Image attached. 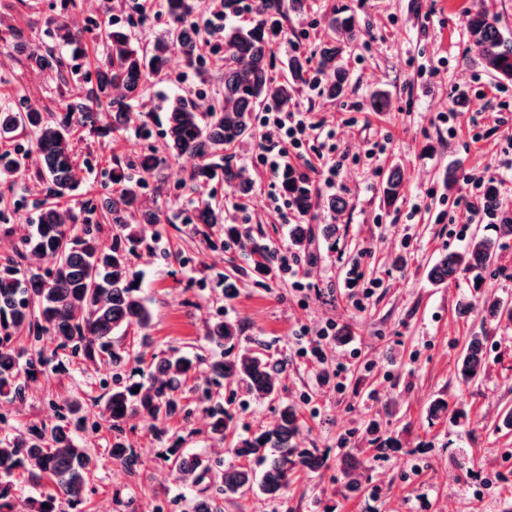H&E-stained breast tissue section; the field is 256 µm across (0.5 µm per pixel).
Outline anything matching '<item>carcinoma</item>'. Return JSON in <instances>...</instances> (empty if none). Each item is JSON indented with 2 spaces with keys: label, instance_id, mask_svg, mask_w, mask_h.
Listing matches in <instances>:
<instances>
[{
  "label": "carcinoma",
  "instance_id": "1",
  "mask_svg": "<svg viewBox=\"0 0 512 512\" xmlns=\"http://www.w3.org/2000/svg\"><path fill=\"white\" fill-rule=\"evenodd\" d=\"M169 20L167 33L147 47L128 28L109 19L96 23L100 29L104 60L96 63L91 88L76 95L63 113H52L36 105L23 112L0 107V177H11L36 168L45 184V197L35 204L37 216L32 231L21 238L22 250L14 256H0V396L23 403L29 382L44 372V340L55 350L69 351L87 365L108 364L122 370L141 355L122 342L132 327L142 332L140 346L150 343L148 331L153 315L139 296L138 281L131 256L136 254L153 227L156 215L139 209V195L145 177L158 166L155 152L141 155L136 162L112 170L117 189L101 205L87 202V211L100 212L103 223L112 226V243L99 236L100 224H76L64 197L86 182L89 164L79 163L74 152L76 132L90 128L101 135L120 132L136 124L141 113L139 101L152 78L165 68L168 55L178 50L191 64L204 31L195 24L196 0H158ZM308 0H251L250 26H224V74L221 85L206 111H199L193 99L174 97L169 104L164 133L165 151L171 156L194 160L191 181L206 187L216 180L232 185L239 198L254 192V181L243 166L232 164L227 152L256 136L255 112L267 104L287 112L295 106L297 85L310 80L311 57L293 48L288 57V77L279 81L271 74L273 44L283 36L282 19L290 12H301ZM466 35L482 50L484 67L501 81H512V40L503 36L498 22L482 9L464 13ZM329 35L314 51L317 73L324 77L323 93L330 99L344 96L349 73L341 65L346 44L356 35L355 18L334 14L327 21ZM62 43L74 54L88 55L83 33L64 19L57 22ZM26 61L38 73H54L66 79V65L54 51L38 45L28 48ZM108 113L103 128L95 126L94 112ZM22 129L30 137L29 153L14 148V133ZM405 175L391 167L379 193L382 206L393 207L402 196ZM279 189L288 205L300 215L322 206L331 214L346 208L340 196L321 199L307 178L291 165L279 179ZM198 224L222 226L230 239L239 236L235 224L224 223V204L214 194L190 201ZM512 239V212L502 211L493 233L474 235L462 251L440 255L430 266L427 277L437 287H446L467 276L480 280L491 266L502 241ZM293 250H308L310 235L303 224L293 225ZM251 255L258 272L269 274L277 261L266 244L254 245ZM463 314L478 309L491 321L512 324V303L492 296L463 297ZM241 324L222 318L205 324V341L224 349V358L211 363L213 381L244 382L258 401L280 400L275 425L237 439L231 452L239 463L224 468L217 496L195 500L193 512H222L221 500L243 496L253 488L268 499L284 497L292 475L302 469L315 471L326 463L318 451L298 450L301 432L300 408L280 399L282 364L260 351H235ZM486 358V336L474 333L465 339L457 362L458 374L467 381L481 377ZM198 359L171 354L158 360L150 382L135 379L131 369L127 380L118 381L105 394L102 416L115 435L112 458L133 470L139 457L126 443L124 426L148 416L164 422L185 410L181 391L196 370ZM138 392H133V389ZM203 411L210 433L224 439L230 430L231 414L221 403H211ZM63 423L31 425L10 438L0 440V512H61L67 504L81 512L83 495L98 466L97 454L76 443L74 430L87 426L89 413L83 401L66 402ZM252 456L266 464L262 474L240 463ZM174 469L184 484H197L210 469L200 456L177 457ZM28 473L35 479L49 480L48 489L25 502L15 494V478Z\"/></svg>",
  "mask_w": 512,
  "mask_h": 512
}]
</instances>
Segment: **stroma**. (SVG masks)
I'll list each match as a JSON object with an SVG mask.
<instances>
[{
  "label": "stroma",
  "mask_w": 512,
  "mask_h": 512,
  "mask_svg": "<svg viewBox=\"0 0 512 512\" xmlns=\"http://www.w3.org/2000/svg\"><path fill=\"white\" fill-rule=\"evenodd\" d=\"M138 0H0V77L9 80L8 106L22 109L32 102L51 112L64 111L70 95L81 91L90 76L89 58L70 59L67 84L32 72L24 46L59 50L53 30L58 18L82 28L96 43L94 22L101 17L128 26L149 45L160 37L166 17L155 8L139 11ZM307 13H289L288 38L313 52L326 34L325 17L336 11L354 16L358 33L342 63L350 75L346 94L331 100L320 88L302 85L297 111L315 130L302 149L291 151L289 163L306 173L319 194L338 195L347 203L342 216L331 218L317 209L304 218L278 190V176L260 160L278 153L276 141L258 138L234 151L246 165L255 191L240 200L232 186L216 185L215 193L234 214L246 236L276 250L279 257H297L302 282L277 271L257 272L240 247L224 241L220 227L203 241L187 222L181 202L201 196L189 180L191 159L164 158L143 188L147 209L159 212V235L147 240L132 263L139 275L140 294L153 312L151 344L139 363L149 372L150 359L177 349L200 356L197 372L184 392L187 412L169 418L167 434L156 438L149 418L126 425L124 436L141 463L128 470L110 454L108 422L98 429L77 431L79 445L91 448L99 466L85 492L86 512H190L201 491L177 481V455H198L211 466L204 483L215 486L232 460L228 443L213 440L200 399L212 392L233 417L231 428L241 435L276 422L277 404L258 402L237 384L214 385L212 360L203 339L205 323L221 317L243 326L240 348L259 349L272 358H287L280 397L296 402L304 416L300 449L326 455L317 471H298L287 494L270 500L259 493L224 501V512H512V431L497 430L503 411L512 409V325L484 320L481 312L461 314L458 301L469 294L467 280L440 288L426 269L447 251L463 249L468 234L487 230L488 221L470 219L472 199L465 181L472 173L494 181L500 209L512 211V82L486 72L479 48L465 34L463 14L485 9L494 15L505 36L512 38V0H309ZM204 70L186 65L172 53L166 69L153 79L139 107L149 136L126 130L109 137L84 131L76 145L80 159L92 170L68 204L78 223H86L87 200L102 202L113 185L108 171L115 163L161 149L165 106L184 95L207 107L218 87L222 52L218 36L202 50ZM387 91L389 111L370 105L376 90ZM466 94L471 105L457 110L454 101ZM335 158L337 173L324 172L319 154ZM405 172L407 190L395 208L383 209L378 187L391 165ZM462 176L448 192L449 168ZM42 185L34 174L0 180V191L18 202L10 217L11 233L0 232V256L21 248V237L36 218L32 202ZM304 222L311 232L308 254L294 255L289 246L291 224ZM339 224V239L329 245L322 227ZM180 249L181 261L168 255ZM358 268L360 288H371L364 310L350 298L347 274ZM238 279L233 299L224 297V277ZM481 294L512 301V240L504 241L495 262L484 273ZM350 329L344 343H322V361L305 350L326 326ZM485 332L487 353L479 380L456 373L466 336ZM59 360L67 372L46 370L21 405H2L0 438L14 429L53 423L64 412L65 400L83 397L86 406L102 398L106 367L79 364L67 353ZM346 363L335 375L337 363ZM438 398L463 408L465 419L436 422L427 418ZM361 461L358 487L350 491L341 469L345 453Z\"/></svg>",
  "instance_id": "1"
}]
</instances>
